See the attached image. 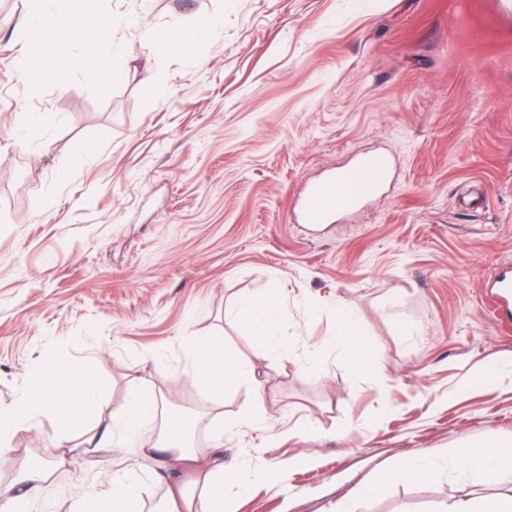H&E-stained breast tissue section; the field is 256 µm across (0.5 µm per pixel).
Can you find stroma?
I'll list each match as a JSON object with an SVG mask.
<instances>
[{
    "label": "stroma",
    "mask_w": 512,
    "mask_h": 512,
    "mask_svg": "<svg viewBox=\"0 0 512 512\" xmlns=\"http://www.w3.org/2000/svg\"><path fill=\"white\" fill-rule=\"evenodd\" d=\"M57 5L111 16L128 69L86 77L91 27L66 91L15 77L24 0H0V409L54 353L90 362L111 407L138 388L163 415L193 416L201 456L216 412L262 404L266 430L224 436L232 481L257 479L228 512H438L493 497L499 486L444 455L512 441V374L476 377L512 358V323L496 322L485 288L512 263V0ZM213 15L219 26L197 35ZM175 39L181 52L165 47ZM31 113L54 117L36 149L15 140ZM369 154L392 161L381 192L300 223L307 187ZM272 285L288 317L273 356L232 314ZM340 307L373 344L365 370L335 337ZM186 336L223 337L260 384L212 394ZM55 436L44 417L9 441L20 466H57L31 512H75L83 486L140 469L136 447L79 454L80 430L62 449ZM416 454L438 462L434 477L351 498Z\"/></svg>",
    "instance_id": "stroma-1"
}]
</instances>
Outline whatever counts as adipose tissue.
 <instances>
[{
    "label": "adipose tissue",
    "instance_id": "ef3b65f1",
    "mask_svg": "<svg viewBox=\"0 0 512 512\" xmlns=\"http://www.w3.org/2000/svg\"><path fill=\"white\" fill-rule=\"evenodd\" d=\"M24 7L23 31L30 38L31 51L17 62L16 74L25 78L41 76L50 79L59 90H66L72 67L70 47L83 35L81 24L72 16L56 15L53 0H24ZM90 55L92 66L87 75L92 79L120 77L128 62L126 52L108 38L94 39ZM236 311L248 318L259 347L271 353L280 350L278 333L286 322L281 304L272 302L265 293L246 295L238 300ZM336 336L348 348L353 367H365L370 353L368 340L357 318L343 309L336 312ZM182 347L199 382L215 393L257 381L252 367L225 352L223 337L192 336L183 340ZM104 392L103 381L89 363L48 357L41 382L34 389L22 390L13 406L0 412V464L11 461L7 443L12 433L32 428L44 415L55 419L62 436L72 427L85 425V444L91 451L138 444L143 424L158 413L157 400L134 390L121 409L111 411L104 405ZM244 425L263 428L262 408L254 407L240 417L226 419L217 415L211 419L209 432L216 450L202 465V487L197 496L190 498L180 485H172L167 512H224V458L220 449L225 434ZM188 446L184 426L168 427L157 444L140 447L139 456L146 465L144 479L117 474L107 492L86 487L80 498V512H143L146 482L156 476L151 462L163 455L172 456L177 462L194 460ZM448 456L459 469L478 474L489 483L498 482L504 470L512 467V445L507 443L467 452L452 448ZM54 474L51 467L27 469L22 485L0 484V503L19 505L29 512Z\"/></svg>",
    "mask_w": 512,
    "mask_h": 512
}]
</instances>
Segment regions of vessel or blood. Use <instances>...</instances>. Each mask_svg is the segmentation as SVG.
I'll return each instance as SVG.
<instances>
[{
	"instance_id": "1",
	"label": "vessel or blood",
	"mask_w": 512,
	"mask_h": 512,
	"mask_svg": "<svg viewBox=\"0 0 512 512\" xmlns=\"http://www.w3.org/2000/svg\"><path fill=\"white\" fill-rule=\"evenodd\" d=\"M390 172L388 156L372 155L361 158L350 169L310 185L300 204L303 223L323 224L338 212L358 208L381 191Z\"/></svg>"
}]
</instances>
